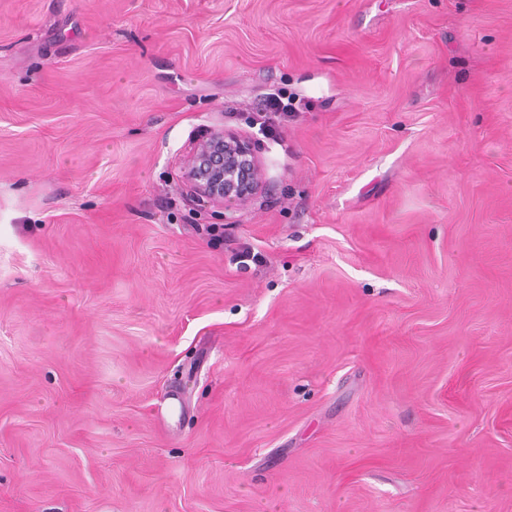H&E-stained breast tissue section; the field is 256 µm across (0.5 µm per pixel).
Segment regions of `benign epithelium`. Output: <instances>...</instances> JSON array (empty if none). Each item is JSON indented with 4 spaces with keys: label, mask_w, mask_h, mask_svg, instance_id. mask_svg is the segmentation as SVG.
<instances>
[{
    "label": "benign epithelium",
    "mask_w": 512,
    "mask_h": 512,
    "mask_svg": "<svg viewBox=\"0 0 512 512\" xmlns=\"http://www.w3.org/2000/svg\"><path fill=\"white\" fill-rule=\"evenodd\" d=\"M185 181L192 194L233 209L261 189L262 165L250 141L216 129L187 157Z\"/></svg>",
    "instance_id": "obj_1"
}]
</instances>
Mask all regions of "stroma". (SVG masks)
<instances>
[{"mask_svg":"<svg viewBox=\"0 0 512 512\" xmlns=\"http://www.w3.org/2000/svg\"><path fill=\"white\" fill-rule=\"evenodd\" d=\"M0 512H512V0H0ZM189 191L224 210L243 205L262 187V165L252 143L216 129L198 142L185 162Z\"/></svg>","mask_w":512,"mask_h":512,"instance_id":"stroma-1","label":"stroma"}]
</instances>
